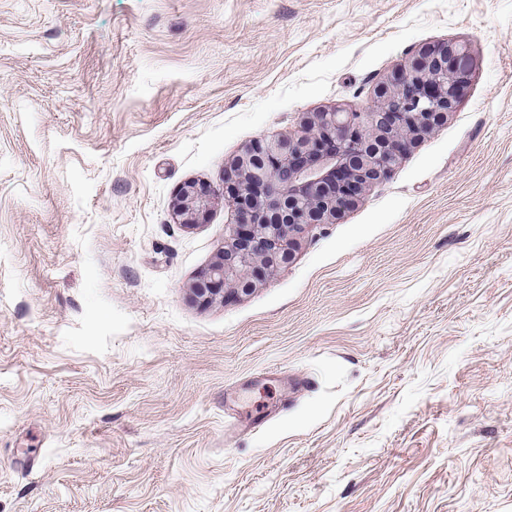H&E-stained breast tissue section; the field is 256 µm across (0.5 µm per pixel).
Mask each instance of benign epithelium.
I'll return each mask as SVG.
<instances>
[{"mask_svg": "<svg viewBox=\"0 0 512 512\" xmlns=\"http://www.w3.org/2000/svg\"><path fill=\"white\" fill-rule=\"evenodd\" d=\"M473 69L468 45L421 48L380 82L366 112L342 108L307 112V133L255 138L226 170L234 192L224 196L233 213L231 242L199 273L190 288L209 304L228 286L248 294L256 281L287 266L301 235L332 224L367 186L392 172L425 134L448 120ZM217 191L194 181L178 189L173 215L193 228L209 213Z\"/></svg>", "mask_w": 512, "mask_h": 512, "instance_id": "benign-epithelium-1", "label": "benign epithelium"}]
</instances>
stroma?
<instances>
[{
    "instance_id": "obj_1",
    "label": "stroma",
    "mask_w": 512,
    "mask_h": 512,
    "mask_svg": "<svg viewBox=\"0 0 512 512\" xmlns=\"http://www.w3.org/2000/svg\"><path fill=\"white\" fill-rule=\"evenodd\" d=\"M447 42V123L197 305L178 187ZM0 512H512V0H0Z\"/></svg>"
}]
</instances>
